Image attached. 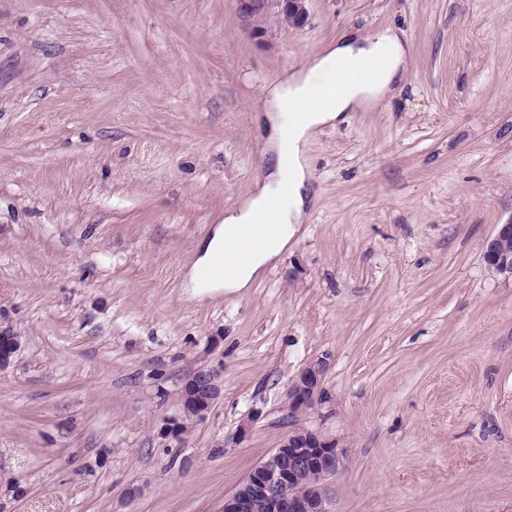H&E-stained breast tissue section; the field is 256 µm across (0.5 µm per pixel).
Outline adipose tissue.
Instances as JSON below:
<instances>
[{
    "label": "adipose tissue",
    "mask_w": 512,
    "mask_h": 512,
    "mask_svg": "<svg viewBox=\"0 0 512 512\" xmlns=\"http://www.w3.org/2000/svg\"><path fill=\"white\" fill-rule=\"evenodd\" d=\"M407 51L393 29L368 36L347 33L300 71L263 87V119L272 169L261 189L215 225L198 247L191 288L236 293L251 287L267 267L277 264L302 224L311 201L306 147L316 127L336 123L345 113L391 93L403 76ZM279 205L264 242L245 252L236 271L221 281H204L200 269L242 242L247 227L269 200Z\"/></svg>",
    "instance_id": "obj_1"
}]
</instances>
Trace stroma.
<instances>
[{"instance_id":"stroma-1","label":"stroma","mask_w":512,"mask_h":512,"mask_svg":"<svg viewBox=\"0 0 512 512\" xmlns=\"http://www.w3.org/2000/svg\"><path fill=\"white\" fill-rule=\"evenodd\" d=\"M308 10L267 45L235 0H0V512H222L299 425L347 450L333 512H512V278L482 258L512 218V0ZM387 28L403 80L312 135L279 263L191 297L267 175L261 87ZM203 366L221 397L163 437ZM21 347V336L7 325H0V373L11 368ZM327 366L326 358H318L302 368L288 387V415L297 419L318 400H322V379Z\"/></svg>"}]
</instances>
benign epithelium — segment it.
Instances as JSON below:
<instances>
[{
	"mask_svg": "<svg viewBox=\"0 0 512 512\" xmlns=\"http://www.w3.org/2000/svg\"><path fill=\"white\" fill-rule=\"evenodd\" d=\"M241 21L264 42L273 39L268 20L277 26L301 29L309 20V0H235ZM512 219L498 224L487 239L486 268L512 277ZM21 347V337L0 325V373L11 368ZM327 366L318 358L302 368L288 387V416L293 419L322 399V379ZM222 395L221 372L201 367L181 390L182 419L203 417ZM346 450L339 442L303 426L291 430L281 444L259 463L231 494L224 497L223 512H330L322 482L338 473ZM308 477H303V474Z\"/></svg>",
	"mask_w": 512,
	"mask_h": 512,
	"instance_id": "1",
	"label": "benign epithelium"
}]
</instances>
